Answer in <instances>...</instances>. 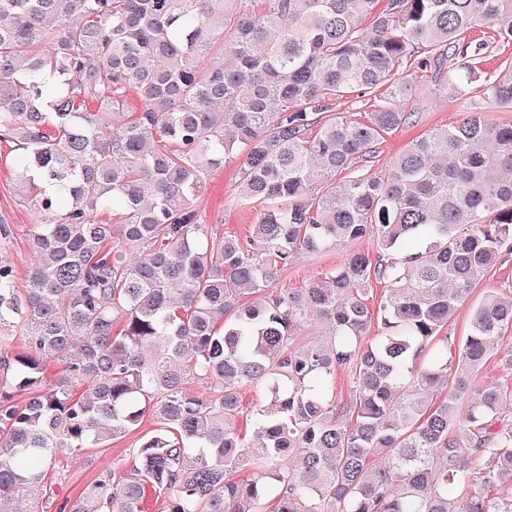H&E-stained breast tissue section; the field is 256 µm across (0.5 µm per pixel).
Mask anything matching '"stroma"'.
Segmentation results:
<instances>
[{
  "label": "stroma",
  "mask_w": 512,
  "mask_h": 512,
  "mask_svg": "<svg viewBox=\"0 0 512 512\" xmlns=\"http://www.w3.org/2000/svg\"><path fill=\"white\" fill-rule=\"evenodd\" d=\"M413 89L416 115L412 123L386 136L379 145L376 167H384L411 139L428 130L453 124L464 109V98L435 90L430 80L422 76H414ZM14 156L13 146L0 142V219H5L13 230V239L6 254L18 273L23 274L34 260L27 230L31 224L37 223L38 215L14 190ZM239 164V159L231 158L226 160L223 168L211 172L203 194L195 202L203 223L209 227L211 238L248 235L254 222L256 209H231L226 205L236 186ZM352 249L373 255L377 252V245L375 241L364 238L356 241ZM349 250L336 248L303 258L283 271L274 285L275 290H294L321 279L326 270L344 263ZM151 428L152 421L147 418L138 430L111 440L106 447L60 454L35 495L36 500L42 502L44 512H57L63 500L78 499L88 486L97 482L107 464H115L122 472L129 471L133 464L131 448L137 447L141 434Z\"/></svg>",
  "instance_id": "1"
}]
</instances>
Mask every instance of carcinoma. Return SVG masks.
Wrapping results in <instances>:
<instances>
[{
	"label": "carcinoma",
	"instance_id": "carcinoma-1",
	"mask_svg": "<svg viewBox=\"0 0 512 512\" xmlns=\"http://www.w3.org/2000/svg\"><path fill=\"white\" fill-rule=\"evenodd\" d=\"M482 28L511 44L512 0H0V142L39 214L24 282L0 256V344L24 336L0 359L9 512L61 451L147 416L130 473L59 512H145L151 492L164 512H512V384L479 381L512 294L449 335L512 254V124L470 106L371 169L412 120V70L512 109ZM365 97L367 122L333 114ZM233 156L229 203L264 207L215 243L194 201ZM365 237L376 256L272 290ZM247 388L265 401L242 412ZM352 250L369 252L370 255L375 256L377 245L375 241L363 238L346 248H336L320 254L307 256L298 263L288 266V269L283 271L272 288L278 292L281 290L304 288L308 283L320 280L326 270L342 265L347 254Z\"/></svg>",
	"mask_w": 512,
	"mask_h": 512
}]
</instances>
